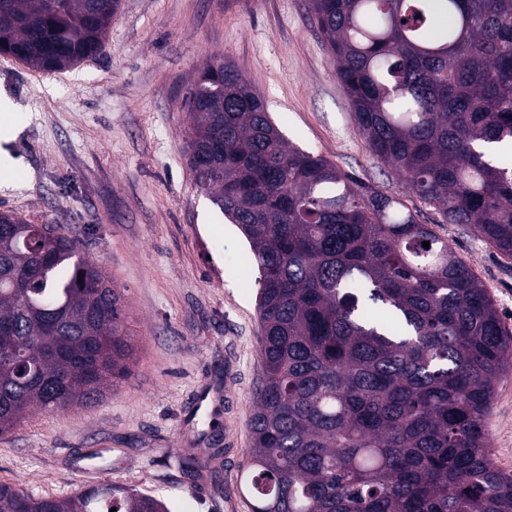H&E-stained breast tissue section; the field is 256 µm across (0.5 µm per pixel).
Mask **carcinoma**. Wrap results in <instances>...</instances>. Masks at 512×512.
Instances as JSON below:
<instances>
[{"instance_id":"cac0c4a2","label":"carcinoma","mask_w":512,"mask_h":512,"mask_svg":"<svg viewBox=\"0 0 512 512\" xmlns=\"http://www.w3.org/2000/svg\"><path fill=\"white\" fill-rule=\"evenodd\" d=\"M0 0V43L45 71L100 53L119 0ZM373 155L444 223L512 259V0H310ZM447 13V25L436 22ZM190 169L250 246L260 367L251 512H512L486 421L512 334L472 267L396 197L293 147L229 63L187 97ZM0 213V435L131 374L125 294L51 224ZM430 242L425 248L422 242ZM171 512L107 480L0 512Z\"/></svg>"}]
</instances>
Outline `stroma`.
<instances>
[{
	"label": "stroma",
	"mask_w": 512,
	"mask_h": 512,
	"mask_svg": "<svg viewBox=\"0 0 512 512\" xmlns=\"http://www.w3.org/2000/svg\"><path fill=\"white\" fill-rule=\"evenodd\" d=\"M218 61L243 74L293 144L397 197L448 240L512 330V259L443 223L372 155L309 0H121L95 58L43 71L0 54L17 127L0 153L22 164L0 186V212L79 238L123 290L139 347L132 374L99 404L38 411L0 436V481L33 497L109 479L175 512H250L240 477L260 363L258 272L241 271L247 244L185 155L183 99ZM487 426L494 465L512 475V372ZM183 456L200 475L180 468Z\"/></svg>",
	"instance_id": "stroma-1"
}]
</instances>
